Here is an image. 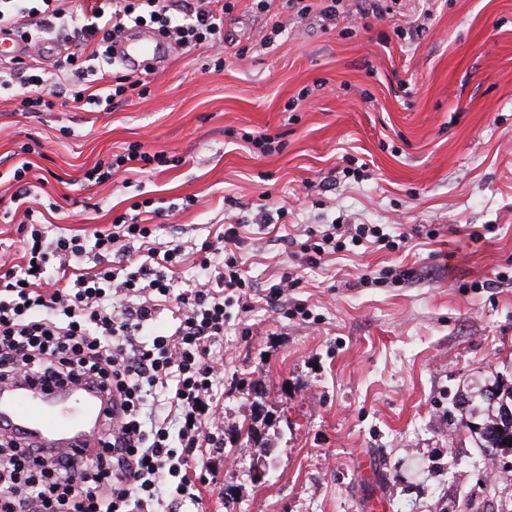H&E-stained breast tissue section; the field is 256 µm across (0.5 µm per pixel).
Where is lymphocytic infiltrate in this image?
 <instances>
[{"instance_id": "1", "label": "lymphocytic infiltrate", "mask_w": 512, "mask_h": 512, "mask_svg": "<svg viewBox=\"0 0 512 512\" xmlns=\"http://www.w3.org/2000/svg\"><path fill=\"white\" fill-rule=\"evenodd\" d=\"M232 0H191L174 13L163 0H86L78 11L62 0H0V32L28 45L27 58L0 57V91L21 98L28 112H45L62 94L76 106L111 111L114 102L146 97L142 75L101 71L87 93L88 62L108 58L111 39L131 24H154L173 53L197 47L223 49L224 16ZM55 34L72 44L56 72L39 65L38 38ZM167 163L165 153L128 145L107 166L85 173L95 184L111 182L129 165ZM30 162L15 167L12 196L24 211L21 255L0 274V385L16 381L97 382L115 400L96 430L95 452L53 453L0 430V512H153L167 498L168 512L198 501L190 470L204 465V451L223 449L224 363L211 352L231 316L254 307L253 285L231 245L236 227L217 228L196 253L154 239L152 225L116 216L110 229L47 239L24 204ZM383 241L377 226L357 224L348 240L335 232H308L299 242L302 265L326 255ZM195 262L203 274L179 287V270ZM169 312L174 329L156 328Z\"/></svg>"}]
</instances>
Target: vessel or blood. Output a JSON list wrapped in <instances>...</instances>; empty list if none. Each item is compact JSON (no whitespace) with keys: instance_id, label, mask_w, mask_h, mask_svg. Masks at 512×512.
I'll return each instance as SVG.
<instances>
[{"instance_id":"1","label":"vessel or blood","mask_w":512,"mask_h":512,"mask_svg":"<svg viewBox=\"0 0 512 512\" xmlns=\"http://www.w3.org/2000/svg\"><path fill=\"white\" fill-rule=\"evenodd\" d=\"M160 39L123 42L119 56L133 71L141 72L168 57ZM105 391L87 384L83 389L60 392L38 383L0 393V426L38 438L49 446L71 451L93 447L89 432L107 407Z\"/></svg>"}]
</instances>
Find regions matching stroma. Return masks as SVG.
<instances>
[{
    "label": "stroma",
    "mask_w": 512,
    "mask_h": 512,
    "mask_svg": "<svg viewBox=\"0 0 512 512\" xmlns=\"http://www.w3.org/2000/svg\"><path fill=\"white\" fill-rule=\"evenodd\" d=\"M304 2L237 0L223 68L204 48L170 55L147 97L108 112L0 96V198L30 143L28 205L50 238L110 227L139 197L174 209L156 241L190 247L235 207L261 297L304 229L407 236L302 269L288 302L306 315L261 300L232 318L212 347L224 451L181 512H512V452L481 447L473 401L512 384V0H398L380 21L364 0L336 18ZM132 143L168 165L84 181Z\"/></svg>",
    "instance_id": "stroma-1"
}]
</instances>
